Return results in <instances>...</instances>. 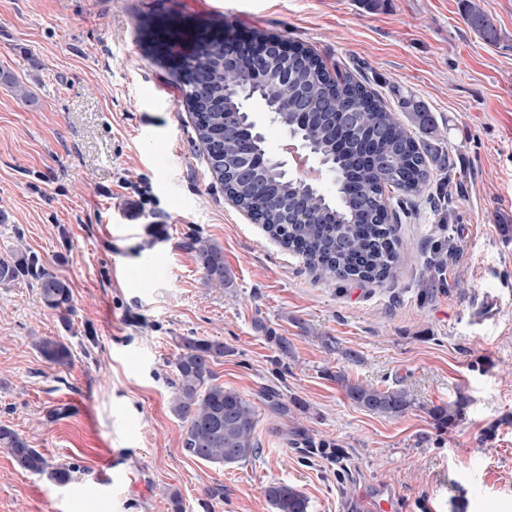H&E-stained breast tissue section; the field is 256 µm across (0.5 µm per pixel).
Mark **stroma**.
Instances as JSON below:
<instances>
[{
	"label": "stroma",
	"mask_w": 512,
	"mask_h": 512,
	"mask_svg": "<svg viewBox=\"0 0 512 512\" xmlns=\"http://www.w3.org/2000/svg\"><path fill=\"white\" fill-rule=\"evenodd\" d=\"M472 4L496 42L468 25ZM146 20L181 50L220 28L300 43L391 109L430 112L423 140L447 166L395 205L389 279L319 277L227 201ZM2 70L30 96L0 83V258L36 256L72 299L47 308L30 275L0 287V424L74 480L0 448V512H172L170 489L185 512H272L276 481L310 512H512V0H0ZM192 235L223 248L232 287L203 284ZM189 336L223 340L217 383L258 409L246 462L181 446L172 360ZM44 338L68 364L40 354ZM347 381L414 405L368 413ZM458 402L453 423L433 417ZM105 460L111 485L79 495ZM41 355L50 362L63 364L71 354L68 346L60 340L46 338L39 343ZM0 447L8 451L22 470L38 474L48 472L58 484H68L73 479V468L53 464L44 454L32 448L26 438L4 425H0Z\"/></svg>",
	"instance_id": "1"
}]
</instances>
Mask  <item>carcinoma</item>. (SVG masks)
Wrapping results in <instances>:
<instances>
[{
	"mask_svg": "<svg viewBox=\"0 0 512 512\" xmlns=\"http://www.w3.org/2000/svg\"><path fill=\"white\" fill-rule=\"evenodd\" d=\"M471 28L494 41L493 24L478 9L466 13ZM296 62L288 80L269 94L272 122L290 130L316 147L336 171V196L314 207L307 220L299 221L289 207L303 195L304 186L277 167L265 165L253 170L248 181L236 179L224 169V159L238 155L239 142L254 136L253 129L240 123L235 113L238 100L224 96V88L243 84L251 72V59L241 56L233 69H224L223 57L205 39L185 58L183 71L205 72L211 83V96L195 101L185 95L202 145L214 141L224 147V156L206 152L213 177L224 185L242 210L251 214L282 247L299 255L321 276L381 283L388 279L401 259V242L396 225L390 223V193L419 196L431 182L433 170L420 140L402 124L397 113L382 103L365 85L349 75L330 72L311 49L295 45ZM298 88H305L326 103L335 102L336 112L354 114L355 125L342 127L338 119L316 112L303 129L296 126L295 113L287 102ZM422 131L433 127L430 113L410 98L402 101ZM194 254L203 284L224 288L229 279L224 272V251L201 236L182 242ZM33 274L43 303L50 309L68 304L69 283L57 274L38 267L35 257L23 251L8 259L0 258V286H8L22 274ZM41 355L63 364L70 358L68 346L46 338L39 343ZM224 357V342L213 338L184 337L174 359L171 409L184 422L182 448L191 456L224 467L249 460L257 452L255 404L238 391L215 383L213 365ZM348 398L361 409L384 417L405 414L413 399L404 388L380 390L372 384H347ZM0 447L24 471L43 474L59 484L72 481L73 468L54 464L27 439L0 425ZM273 512H309V498L297 487L275 482L264 488Z\"/></svg>",
	"mask_w": 512,
	"mask_h": 512,
	"instance_id": "obj_1",
	"label": "carcinoma"
}]
</instances>
